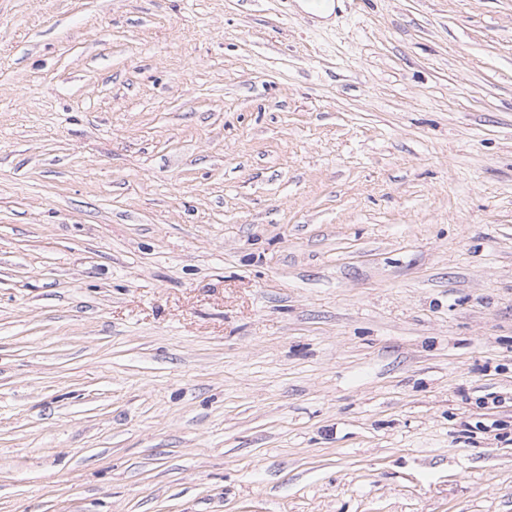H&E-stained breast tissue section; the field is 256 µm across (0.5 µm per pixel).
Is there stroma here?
<instances>
[{
    "mask_svg": "<svg viewBox=\"0 0 512 512\" xmlns=\"http://www.w3.org/2000/svg\"><path fill=\"white\" fill-rule=\"evenodd\" d=\"M0 512H512V0H0Z\"/></svg>",
    "mask_w": 512,
    "mask_h": 512,
    "instance_id": "stroma-1",
    "label": "stroma"
}]
</instances>
